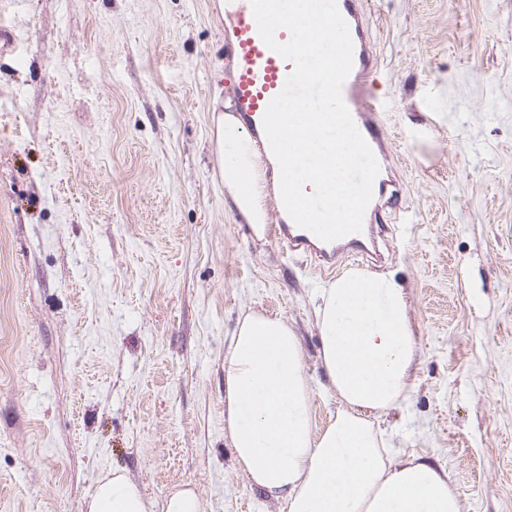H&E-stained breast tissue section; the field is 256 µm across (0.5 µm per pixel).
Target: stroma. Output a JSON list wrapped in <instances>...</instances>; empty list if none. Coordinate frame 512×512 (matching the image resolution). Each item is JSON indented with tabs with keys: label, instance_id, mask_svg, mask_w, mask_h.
Returning <instances> with one entry per match:
<instances>
[{
	"label": "stroma",
	"instance_id": "1",
	"mask_svg": "<svg viewBox=\"0 0 512 512\" xmlns=\"http://www.w3.org/2000/svg\"><path fill=\"white\" fill-rule=\"evenodd\" d=\"M218 0H0V512H86L123 471L149 512L192 483L204 512H283L236 466L224 355L242 313L287 320L311 419L310 258L225 201L215 149ZM399 182L382 256L418 355L383 426L439 465L461 512H512V0H367Z\"/></svg>",
	"mask_w": 512,
	"mask_h": 512
}]
</instances>
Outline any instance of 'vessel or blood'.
Listing matches in <instances>:
<instances>
[{
  "mask_svg": "<svg viewBox=\"0 0 512 512\" xmlns=\"http://www.w3.org/2000/svg\"><path fill=\"white\" fill-rule=\"evenodd\" d=\"M353 42V66L342 89L353 121L371 148L380 145L374 107L363 97L371 58L368 31L363 22L364 0H337ZM294 65L272 51L262 40L250 0H224V78L231 86L229 112L234 113L251 138L266 143L263 118L270 101L284 88ZM267 236L286 250L315 256L320 275L329 276L336 266V248L320 243L311 232L297 227L288 214L267 225Z\"/></svg>",
  "mask_w": 512,
  "mask_h": 512,
  "instance_id": "obj_1",
  "label": "vessel or blood"
}]
</instances>
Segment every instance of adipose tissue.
Returning <instances> with one entry per match:
<instances>
[{"label": "adipose tissue", "mask_w": 512, "mask_h": 512, "mask_svg": "<svg viewBox=\"0 0 512 512\" xmlns=\"http://www.w3.org/2000/svg\"><path fill=\"white\" fill-rule=\"evenodd\" d=\"M329 139L301 143L286 135L277 157L306 156L322 172L346 223V169L354 151L343 119ZM216 151L224 191L255 234H262L266 164L239 121L221 115ZM319 360L338 407L321 430L311 420L303 351L280 317L249 312L224 356V427L235 463L280 499L285 512H461L445 471L420 456L389 452L382 416L407 400L417 355L407 295L392 274L345 271L320 288L314 309ZM88 512H148L140 490L113 473Z\"/></svg>", "instance_id": "1"}]
</instances>
